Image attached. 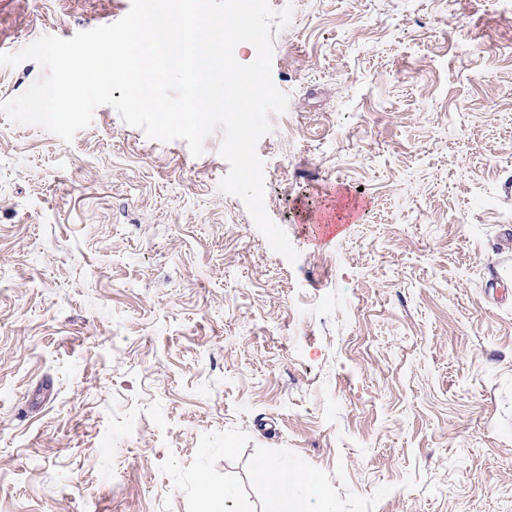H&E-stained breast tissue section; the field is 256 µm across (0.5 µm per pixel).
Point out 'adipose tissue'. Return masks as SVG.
<instances>
[{
    "label": "adipose tissue",
    "instance_id": "1",
    "mask_svg": "<svg viewBox=\"0 0 512 512\" xmlns=\"http://www.w3.org/2000/svg\"><path fill=\"white\" fill-rule=\"evenodd\" d=\"M255 472L275 503L276 512H295L296 501L300 498L319 502L320 512H331L330 501L314 473L301 469L291 474L268 461L258 462Z\"/></svg>",
    "mask_w": 512,
    "mask_h": 512
}]
</instances>
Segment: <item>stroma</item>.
<instances>
[{
    "label": "stroma",
    "mask_w": 512,
    "mask_h": 512,
    "mask_svg": "<svg viewBox=\"0 0 512 512\" xmlns=\"http://www.w3.org/2000/svg\"><path fill=\"white\" fill-rule=\"evenodd\" d=\"M273 252L195 157L108 105L0 114V512H512V0H269ZM131 0H0V53ZM312 224L342 232L316 246ZM255 472L269 497L276 504V512H295V501L298 498L319 502L321 512L332 511L330 501L314 473L299 469L290 480L287 469L268 461L258 462ZM200 512H235V492L232 487L224 484L222 489L204 486L201 491Z\"/></svg>",
    "instance_id": "obj_1"
}]
</instances>
